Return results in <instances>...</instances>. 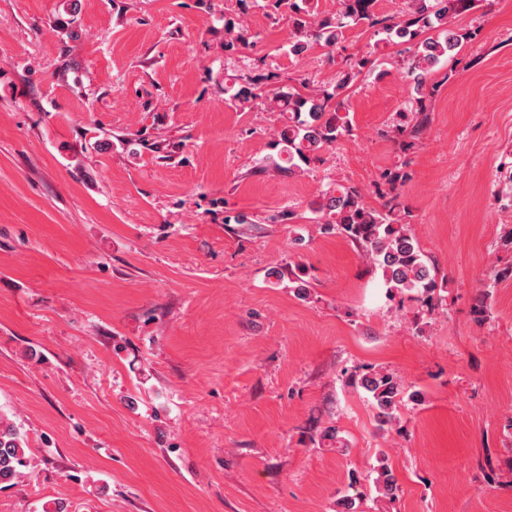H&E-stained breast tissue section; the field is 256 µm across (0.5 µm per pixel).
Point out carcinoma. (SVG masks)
I'll list each match as a JSON object with an SVG mask.
<instances>
[{
    "label": "carcinoma",
    "instance_id": "obj_1",
    "mask_svg": "<svg viewBox=\"0 0 512 512\" xmlns=\"http://www.w3.org/2000/svg\"><path fill=\"white\" fill-rule=\"evenodd\" d=\"M471 5L472 0H407L401 14L380 16L374 11L376 0H338L336 15L316 18L308 10V0H266L267 8L278 14L287 13L288 53L299 59L315 45L332 52L345 50L346 30L363 26L375 28L389 41L405 46L407 56L402 58L400 70L413 83V95L405 108L395 112L389 126L390 137L401 143L417 138L428 122L429 81L442 60L457 58L464 45L475 37L474 32L454 25L456 16ZM248 39V31L240 23L232 18L224 20V53H236ZM341 62L343 67L334 82L311 86L307 78H300L303 93L272 86L276 79L272 71L244 74L225 88L233 105L243 110L262 107L278 115L280 125L274 143L277 153L264 160L261 170L300 176L311 162L320 159L323 150L352 131L346 92L360 74L373 69L374 60L348 54L341 57ZM386 180L389 188L379 209L366 204L360 187L336 182L322 192L312 211L318 223L332 226L337 234L360 247L365 258L381 272L389 297L415 293L417 300L427 307L437 288L438 269L424 254L410 228L409 210L399 189L406 174L394 172ZM268 275L278 281L288 277V282L297 284V294L306 295L305 265H290L286 273L274 267ZM346 384L367 395L379 429L397 425L404 397V386L398 376L367 367L350 373ZM25 466L23 434L14 423L0 416V486L15 485ZM374 473L378 497L395 499L399 485L392 469L382 462Z\"/></svg>",
    "mask_w": 512,
    "mask_h": 512
}]
</instances>
